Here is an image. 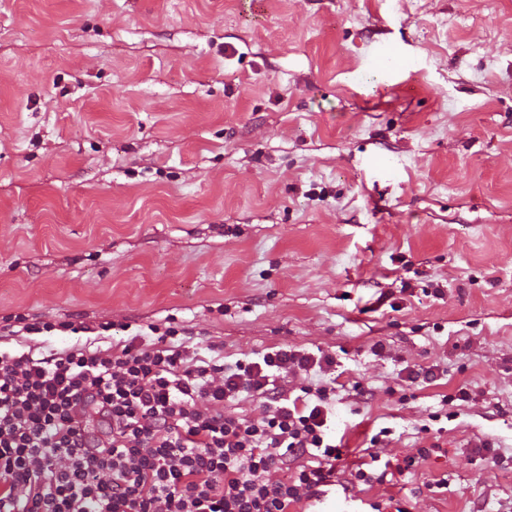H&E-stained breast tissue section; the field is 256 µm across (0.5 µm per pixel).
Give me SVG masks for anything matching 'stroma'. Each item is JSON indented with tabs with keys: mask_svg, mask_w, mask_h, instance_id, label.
I'll use <instances>...</instances> for the list:
<instances>
[{
	"mask_svg": "<svg viewBox=\"0 0 512 512\" xmlns=\"http://www.w3.org/2000/svg\"><path fill=\"white\" fill-rule=\"evenodd\" d=\"M19 315L332 352L346 470L440 451L306 512H512V0H0Z\"/></svg>",
	"mask_w": 512,
	"mask_h": 512,
	"instance_id": "obj_1",
	"label": "stroma"
}]
</instances>
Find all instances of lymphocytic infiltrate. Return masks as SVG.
I'll list each match as a JSON object with an SVG mask.
<instances>
[{"mask_svg": "<svg viewBox=\"0 0 512 512\" xmlns=\"http://www.w3.org/2000/svg\"><path fill=\"white\" fill-rule=\"evenodd\" d=\"M173 327L49 354L0 349V512H288L336 473V388L289 397L278 371L333 355L281 348L224 364ZM265 412H236L242 394Z\"/></svg>", "mask_w": 512, "mask_h": 512, "instance_id": "obj_1", "label": "lymphocytic infiltrate"}]
</instances>
